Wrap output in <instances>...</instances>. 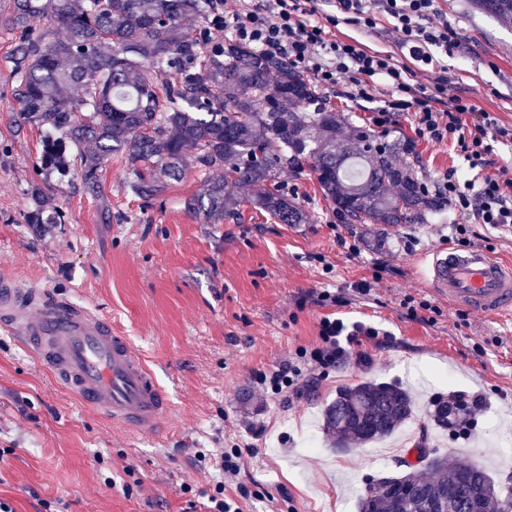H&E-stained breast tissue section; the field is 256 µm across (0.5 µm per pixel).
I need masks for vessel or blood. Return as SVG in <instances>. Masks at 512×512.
Here are the masks:
<instances>
[{
    "label": "vessel or blood",
    "mask_w": 512,
    "mask_h": 512,
    "mask_svg": "<svg viewBox=\"0 0 512 512\" xmlns=\"http://www.w3.org/2000/svg\"><path fill=\"white\" fill-rule=\"evenodd\" d=\"M428 286L449 307L512 315V263L480 250L437 248ZM0 327L23 336L27 351L50 368L73 398L141 435L170 413L167 394L144 355L110 319L16 277L0 278Z\"/></svg>",
    "instance_id": "b4317fda"
}]
</instances>
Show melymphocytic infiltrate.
Instances as JSON below:
<instances>
[{"instance_id":"lymphocytic-infiltrate-1","label":"lymphocytic infiltrate","mask_w":512,"mask_h":512,"mask_svg":"<svg viewBox=\"0 0 512 512\" xmlns=\"http://www.w3.org/2000/svg\"><path fill=\"white\" fill-rule=\"evenodd\" d=\"M317 2L266 0L261 8L249 0L224 2L221 26L236 40L312 73L322 88L335 87L345 77L354 96L365 101L374 100L377 89H384L385 100L372 117L376 126H388L395 115L409 112L422 138L456 143L470 169L477 172L476 177L462 180L451 169L440 182L460 216L452 232L458 243H467L471 225L512 224V178L483 172L485 157L494 144L512 143V128L477 110L468 98L449 96L446 86L428 92L415 82L409 66L399 64L391 55L365 51L334 34L342 24L374 28L381 14L389 19L411 61L438 67L437 50H452L454 42L447 20L438 16L435 0H329L331 9L320 20L315 17ZM378 335L371 326L357 324L349 329L340 319L322 318L319 345L297 351L288 363L264 372L260 381L272 394L300 395L330 372L345 367L352 358L351 346L359 338Z\"/></svg>"}]
</instances>
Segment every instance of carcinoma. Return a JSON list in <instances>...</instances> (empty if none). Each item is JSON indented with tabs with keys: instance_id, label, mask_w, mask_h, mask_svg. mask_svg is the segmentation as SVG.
Segmentation results:
<instances>
[{
	"instance_id": "cac0c4a2",
	"label": "carcinoma",
	"mask_w": 512,
	"mask_h": 512,
	"mask_svg": "<svg viewBox=\"0 0 512 512\" xmlns=\"http://www.w3.org/2000/svg\"><path fill=\"white\" fill-rule=\"evenodd\" d=\"M478 12L512 23V0H470ZM199 14L204 25L182 20ZM44 18L65 33H35ZM20 31L13 56L11 110L20 124L65 133L81 148L82 181L100 196L99 170L126 150L141 163L131 191L151 200L190 165L200 174L186 208L205 224L238 215L226 185L255 189L251 204L280 224H307L308 212L275 184L288 170L314 172L323 197L343 224H426L439 199L421 188L395 154L409 145L369 146L372 131L354 126L320 102L315 87L288 62L232 38L209 39L219 11L200 0H12ZM35 223L45 191L30 190ZM411 392L395 383L366 381L337 390L322 410L330 445L355 450L392 436L414 415ZM459 395L431 399L440 429L465 422ZM416 462L382 477L359 496L358 512H512V497L482 468L418 443Z\"/></svg>"
}]
</instances>
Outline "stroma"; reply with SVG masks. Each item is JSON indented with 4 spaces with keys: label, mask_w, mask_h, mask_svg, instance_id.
I'll list each match as a JSON object with an SVG mask.
<instances>
[{
    "label": "stroma",
    "mask_w": 512,
    "mask_h": 512,
    "mask_svg": "<svg viewBox=\"0 0 512 512\" xmlns=\"http://www.w3.org/2000/svg\"><path fill=\"white\" fill-rule=\"evenodd\" d=\"M469 0H437L456 48L442 67L417 71L427 88L448 85L477 109L512 125V25L472 11ZM0 0V275H15L92 307L130 338L154 369L172 402L169 422L153 436L132 435L58 387L48 371L0 331V499L14 512H207L224 450L242 446L240 470L224 482L225 496L246 486L243 512H357L367 478L397 472L373 462L372 447L331 448L320 427L323 406L339 388L363 381L398 383L428 395L480 394L484 405L469 438L437 430L416 412L393 437L399 457L426 436L449 462L464 459L496 482L512 481V319L480 312L460 318L427 287L423 256L448 244L457 212L443 206L429 223L403 227L343 224L315 175L281 173L312 220L279 224L252 208L251 188L228 191L242 221L203 223L186 206L199 173L181 178L152 200L129 188V154L102 165L101 198L81 180L80 149L67 144L65 171L40 170L44 129L19 126L11 112L12 54L19 33ZM337 38L401 58L396 33L381 16L374 29L339 25ZM411 140L409 162L419 180L436 188L449 169L467 174L456 144L420 138L402 113L383 133ZM40 184L57 224H33L29 189ZM111 221H104L103 208ZM356 253H349V246ZM373 280L370 295L353 291ZM336 304H315L322 291ZM435 302L434 321L411 318L404 299ZM379 329V341L316 388L275 399L259 372L313 348L323 317ZM316 450H309L308 435Z\"/></svg>",
    "instance_id": "1"
}]
</instances>
